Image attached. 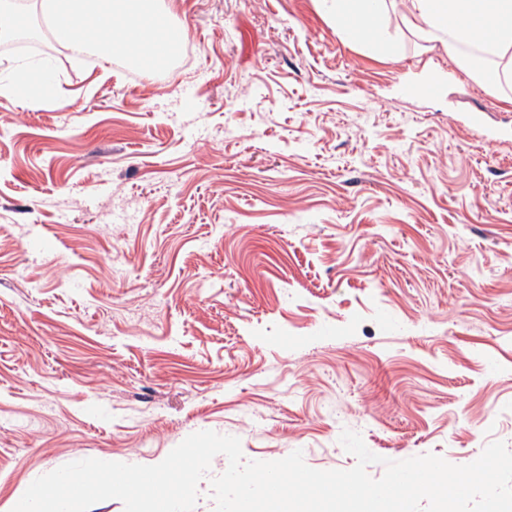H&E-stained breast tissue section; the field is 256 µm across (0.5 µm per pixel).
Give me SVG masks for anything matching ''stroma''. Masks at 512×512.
Instances as JSON below:
<instances>
[{"instance_id":"1","label":"stroma","mask_w":512,"mask_h":512,"mask_svg":"<svg viewBox=\"0 0 512 512\" xmlns=\"http://www.w3.org/2000/svg\"><path fill=\"white\" fill-rule=\"evenodd\" d=\"M191 69L89 62L41 22L0 69V508L187 436L348 470L512 448V105L390 12L162 0ZM336 25L343 33H353L357 40L377 45L381 41L379 18L397 0H331Z\"/></svg>"}]
</instances>
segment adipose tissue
I'll list each match as a JSON object with an SVG mask.
<instances>
[{
    "label": "adipose tissue",
    "mask_w": 512,
    "mask_h": 512,
    "mask_svg": "<svg viewBox=\"0 0 512 512\" xmlns=\"http://www.w3.org/2000/svg\"><path fill=\"white\" fill-rule=\"evenodd\" d=\"M336 25L357 39L381 41L380 17L388 0H332ZM402 19L425 41L450 49L460 43H481L498 62L478 66L462 61L461 68L487 90L512 86V0H399ZM159 9L156 0H76L69 22L54 25L56 39L66 48L96 49L101 58L120 54L139 57L151 51Z\"/></svg>",
    "instance_id": "obj_1"
}]
</instances>
